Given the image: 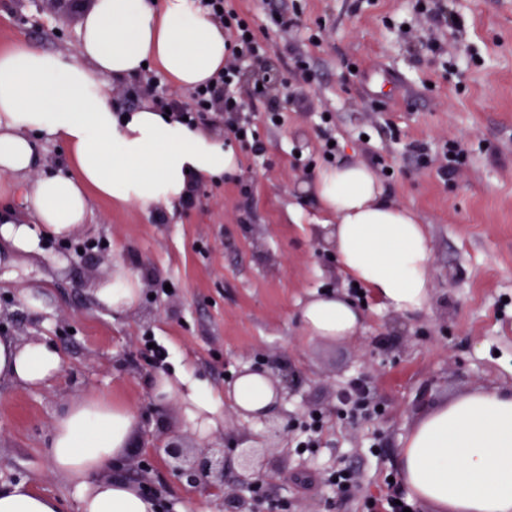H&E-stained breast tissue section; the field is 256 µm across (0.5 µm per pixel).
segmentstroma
Returning a JSON list of instances; mask_svg holds the SVG:
<instances>
[{
  "mask_svg": "<svg viewBox=\"0 0 512 512\" xmlns=\"http://www.w3.org/2000/svg\"><path fill=\"white\" fill-rule=\"evenodd\" d=\"M92 0H0V49L17 42L76 54ZM262 50L243 63L242 112L265 150L225 133L240 171L198 183L192 203L145 214L94 202L71 248L47 238L41 253L0 244V334L44 339L63 355L45 385L0 384V484L26 482L78 512L77 494L46 448L55 417L94 394L136 416L131 446L113 476L139 483L156 512H224V499L185 485L163 448H231L251 431L271 469L265 512H377L401 490L398 450L435 404L461 394L512 390V0H234ZM293 17L292 25L279 23ZM303 58L306 71H295ZM270 66L287 93H256ZM193 104L158 70L113 86L134 107L160 96ZM278 113L269 122V113ZM367 165L393 202L425 224L433 253L426 312L404 315L355 286L322 248L324 215L306 185L323 146ZM450 165L448 176L438 169ZM122 259L141 280L136 311L115 315L94 292ZM339 292L364 320L344 339L309 335L314 296ZM42 301L32 312L25 298ZM153 340L166 353L154 363ZM284 353L299 392L278 411L283 437L264 439L223 395L240 369ZM184 369L220 397L217 425L188 437L178 397L157 399L156 379ZM363 378L375 413L347 416L338 392ZM319 415L313 447L304 423ZM352 467L339 494L328 475Z\"/></svg>",
  "mask_w": 512,
  "mask_h": 512,
  "instance_id": "stroma-1",
  "label": "stroma"
}]
</instances>
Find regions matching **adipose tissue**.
<instances>
[{
	"instance_id": "obj_1",
	"label": "adipose tissue",
	"mask_w": 512,
	"mask_h": 512,
	"mask_svg": "<svg viewBox=\"0 0 512 512\" xmlns=\"http://www.w3.org/2000/svg\"><path fill=\"white\" fill-rule=\"evenodd\" d=\"M77 55L18 43L0 50V199L24 192L22 212L0 217V241L36 254L46 236L64 238L85 225L92 200L151 213L183 202L191 184L219 180L239 159L212 130L187 126L155 104L124 109L112 102V83L145 68L159 69L181 90L206 83L224 68V29L200 0H94L78 29ZM63 144L70 172L24 178L37 162L36 138ZM310 193L330 229L347 275L370 288L382 305L405 315L431 300L433 258L426 228L393 204L374 172L347 160L320 169ZM141 281L122 259L95 290L97 303L125 315L139 303ZM309 335L346 338L362 312L340 294L310 299L302 308ZM54 345L0 335V383L35 387L61 369ZM159 394L187 405L191 428L215 427L218 398L187 375L161 376ZM230 394L250 412L279 404L257 375L238 378ZM135 416L122 403L89 395L55 420L48 448L55 472L72 485L79 512H154L137 483L102 477L121 459ZM407 499L432 512H512V391L476 390L433 406L399 450ZM58 501L19 482L0 485V512H59Z\"/></svg>"
}]
</instances>
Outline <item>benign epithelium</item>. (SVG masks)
I'll use <instances>...</instances> for the list:
<instances>
[{
	"label": "benign epithelium",
	"mask_w": 512,
	"mask_h": 512,
	"mask_svg": "<svg viewBox=\"0 0 512 512\" xmlns=\"http://www.w3.org/2000/svg\"><path fill=\"white\" fill-rule=\"evenodd\" d=\"M273 383L276 396L281 399L290 395L294 371L284 359H267L247 369ZM236 454V492L224 497V512H259L260 497L257 490L264 486L266 464L257 451L249 446L226 450L220 448L203 457H191L187 449L171 443L164 448L168 463L178 477L192 488L208 493L224 491V472L227 452Z\"/></svg>",
	"instance_id": "benign-epithelium-1"
}]
</instances>
